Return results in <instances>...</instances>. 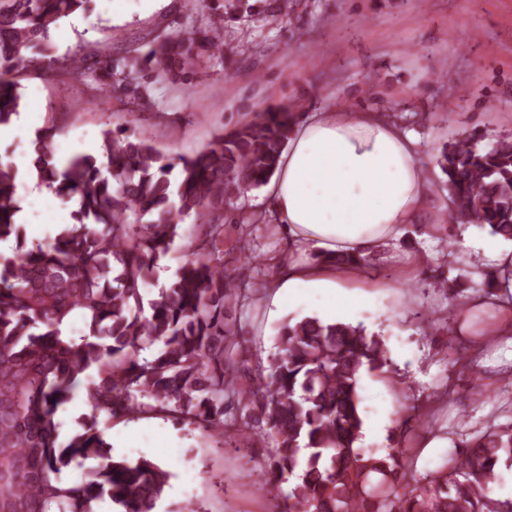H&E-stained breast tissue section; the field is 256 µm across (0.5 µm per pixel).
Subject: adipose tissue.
Here are the masks:
<instances>
[{
  "label": "adipose tissue",
  "instance_id": "adipose-tissue-1",
  "mask_svg": "<svg viewBox=\"0 0 512 512\" xmlns=\"http://www.w3.org/2000/svg\"><path fill=\"white\" fill-rule=\"evenodd\" d=\"M413 139L376 112H317L304 119L267 186L289 252L385 253L424 206L427 183ZM352 265L292 262L275 296L315 295L322 308L343 312L349 299L338 280Z\"/></svg>",
  "mask_w": 512,
  "mask_h": 512
}]
</instances>
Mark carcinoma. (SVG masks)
<instances>
[{
  "instance_id": "cac0c4a2",
  "label": "carcinoma",
  "mask_w": 512,
  "mask_h": 512,
  "mask_svg": "<svg viewBox=\"0 0 512 512\" xmlns=\"http://www.w3.org/2000/svg\"><path fill=\"white\" fill-rule=\"evenodd\" d=\"M89 5L0 0V127L18 112L19 73L60 80L50 34ZM223 20L215 16L203 39L192 32L165 39L153 51L156 77L216 46ZM91 66L112 87L110 59L90 65L75 57L68 75ZM298 116L262 112L177 157L151 139H129L109 119L97 154L64 162L52 150V123L35 132L24 164L0 159V240L16 244L13 256H0V512H97L105 499L118 512H154L170 473L143 457L113 456L97 415L164 413L226 440L245 431L236 411H256L266 422L265 484L292 482L281 512H512V500L489 496L500 463L512 461V430L488 429L455 445L421 477L403 448L374 455L360 447L361 379L387 363L383 340L360 325L283 323L266 372L239 386L245 350L226 310L254 299L262 285L247 278L245 248L228 256L219 248L224 200L271 178ZM481 140L475 132L436 157L447 177L448 223L487 226L512 242V139L488 148ZM24 166L51 194L78 200L75 223L46 244H28L15 220ZM183 237L186 259L143 302L150 273ZM479 275L477 287L491 293L504 272ZM75 319L85 327L77 339L64 329ZM153 345L151 357L138 358ZM79 392L92 413L63 445L56 415ZM86 461L95 462L88 479L61 480Z\"/></svg>"
}]
</instances>
